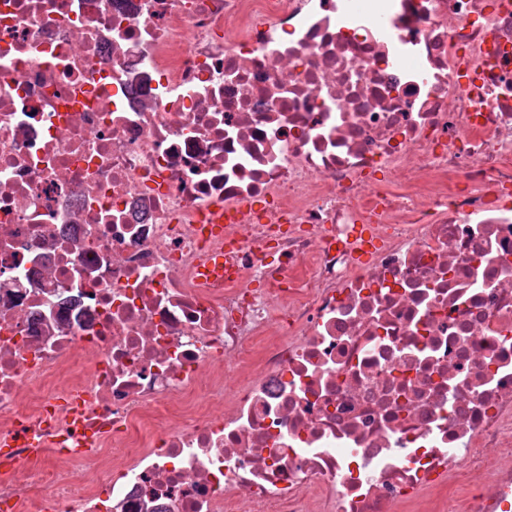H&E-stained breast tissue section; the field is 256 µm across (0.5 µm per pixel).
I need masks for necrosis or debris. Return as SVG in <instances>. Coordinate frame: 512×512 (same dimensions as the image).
<instances>
[{
  "instance_id": "4bbe7bcc",
  "label": "necrosis or debris",
  "mask_w": 512,
  "mask_h": 512,
  "mask_svg": "<svg viewBox=\"0 0 512 512\" xmlns=\"http://www.w3.org/2000/svg\"><path fill=\"white\" fill-rule=\"evenodd\" d=\"M0 443L6 512H512V0H0Z\"/></svg>"
}]
</instances>
